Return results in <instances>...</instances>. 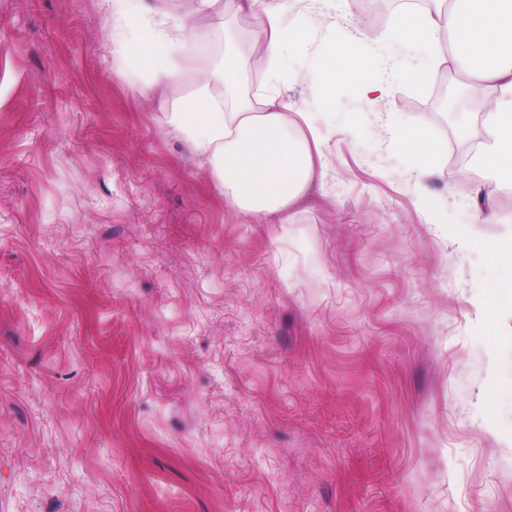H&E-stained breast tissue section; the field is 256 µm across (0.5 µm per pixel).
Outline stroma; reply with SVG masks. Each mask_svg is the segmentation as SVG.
I'll list each match as a JSON object with an SVG mask.
<instances>
[{
  "instance_id": "35a3bbf8",
  "label": "stroma",
  "mask_w": 512,
  "mask_h": 512,
  "mask_svg": "<svg viewBox=\"0 0 512 512\" xmlns=\"http://www.w3.org/2000/svg\"><path fill=\"white\" fill-rule=\"evenodd\" d=\"M360 0L310 19L298 77L255 68L228 14L175 46L237 44L242 86L324 132L327 183L285 224L227 208L104 0H0V512H512V190L496 224L454 145L485 129L466 76L328 102L305 76ZM439 147L417 176L390 131ZM441 201L448 221L418 204Z\"/></svg>"
}]
</instances>
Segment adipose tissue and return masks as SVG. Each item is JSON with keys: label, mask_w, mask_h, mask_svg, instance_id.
<instances>
[{"label": "adipose tissue", "mask_w": 512, "mask_h": 512, "mask_svg": "<svg viewBox=\"0 0 512 512\" xmlns=\"http://www.w3.org/2000/svg\"><path fill=\"white\" fill-rule=\"evenodd\" d=\"M242 11L258 21L252 50L259 67L273 68L308 34L300 22L282 28L263 0H186L183 19L163 35L140 39L136 56L153 69L155 84H164L174 74L196 67L189 56L168 53L169 47L187 37L188 21ZM443 33L449 36L452 58L462 60L471 75L491 90L483 107L488 137L471 164L488 174L476 190L478 221L494 224L496 198L502 189L512 187V0H454L444 12H410L400 17L391 39L428 51ZM379 62L375 49L360 47L351 28L335 39L308 77L322 93L335 92L345 82L356 85L360 95L373 102L390 90L389 83L369 76ZM236 68L234 58L228 56L223 67L201 76L196 99L200 111L175 113L172 121L213 164L227 206L255 224L269 223L274 216L285 223L304 196L325 186L322 133L312 113L292 111L278 92L237 100L230 111H223L211 92L219 87L232 90ZM391 144L406 150L419 175L429 173L438 146L424 129H395Z\"/></svg>", "instance_id": "1"}]
</instances>
